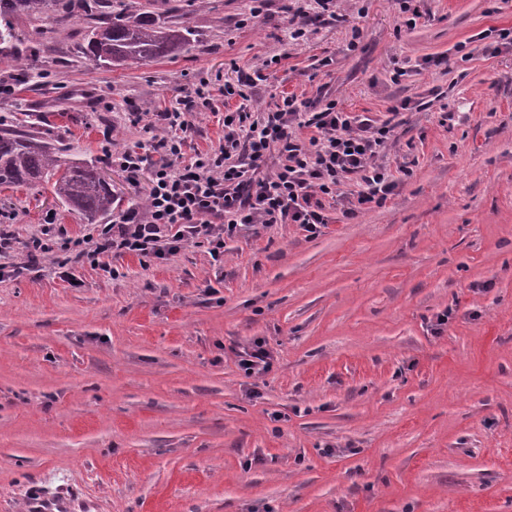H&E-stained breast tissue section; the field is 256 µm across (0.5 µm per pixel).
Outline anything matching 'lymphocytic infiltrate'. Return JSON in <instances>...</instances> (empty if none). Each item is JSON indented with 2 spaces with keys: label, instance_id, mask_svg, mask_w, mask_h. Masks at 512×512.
Returning a JSON list of instances; mask_svg holds the SVG:
<instances>
[{
  "label": "lymphocytic infiltrate",
  "instance_id": "f902f5d3",
  "mask_svg": "<svg viewBox=\"0 0 512 512\" xmlns=\"http://www.w3.org/2000/svg\"><path fill=\"white\" fill-rule=\"evenodd\" d=\"M265 66L242 73L237 84L214 90L200 79L183 106L163 113L165 134L148 148L133 146L108 153L113 166L138 183L152 167L144 207H131L94 236L73 240L45 229L28 245L30 258L72 255L91 263L104 256L136 254L160 258L182 245L206 241L221 255L225 239L256 226L298 224L317 233L327 224V200L347 183L357 191L349 198L348 218L369 204H382L397 182L379 157L391 138L389 120L376 122L346 112L325 96L301 99L286 95L257 105L253 89L266 81ZM238 99L224 115V141L213 152L185 160L192 113L211 108L215 96ZM310 137H303V130ZM165 156L153 166L150 154Z\"/></svg>",
  "mask_w": 512,
  "mask_h": 512
}]
</instances>
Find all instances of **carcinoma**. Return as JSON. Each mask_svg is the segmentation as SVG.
Returning <instances> with one entry per match:
<instances>
[{"mask_svg": "<svg viewBox=\"0 0 512 512\" xmlns=\"http://www.w3.org/2000/svg\"><path fill=\"white\" fill-rule=\"evenodd\" d=\"M46 18L51 25L37 30L47 42L55 27L80 20L88 24L85 58L98 65H139L167 57L190 43L188 21L161 18L157 0H0V63L24 83L36 60L19 55L20 35L14 19ZM52 184V192L67 210L88 220L112 211L114 197L97 168L58 155L27 126L0 128V186Z\"/></svg>", "mask_w": 512, "mask_h": 512, "instance_id": "obj_1", "label": "carcinoma"}]
</instances>
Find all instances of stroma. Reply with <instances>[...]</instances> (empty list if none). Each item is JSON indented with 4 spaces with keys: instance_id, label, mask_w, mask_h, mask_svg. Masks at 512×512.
I'll list each match as a JSON object with an SVG mask.
<instances>
[{
    "instance_id": "1",
    "label": "stroma",
    "mask_w": 512,
    "mask_h": 512,
    "mask_svg": "<svg viewBox=\"0 0 512 512\" xmlns=\"http://www.w3.org/2000/svg\"><path fill=\"white\" fill-rule=\"evenodd\" d=\"M170 4L194 40L130 68L80 58L84 25L45 44L16 20L39 67L0 94V123L95 165L123 211L149 178L130 185L104 143L162 137L199 77L267 61L257 102L323 87L393 119L383 163L409 173L356 219L332 204L318 235L275 224L217 260L187 244L113 275L28 261L47 222L73 239L94 224L0 186V512L75 489L74 512H512V45L488 51L512 0H423L411 29L398 0H343L341 22L315 0H267L256 20L247 0ZM215 105L191 152L223 141ZM255 339L274 363L249 377L237 354Z\"/></svg>"
}]
</instances>
